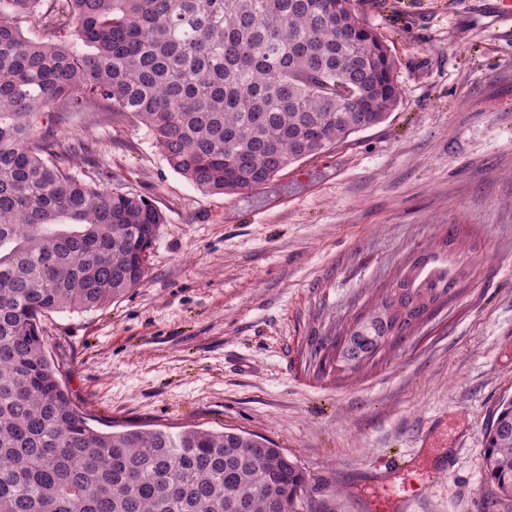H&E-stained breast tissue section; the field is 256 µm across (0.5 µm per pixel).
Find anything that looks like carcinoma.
Returning a JSON list of instances; mask_svg holds the SVG:
<instances>
[{
    "instance_id": "carcinoma-1",
    "label": "carcinoma",
    "mask_w": 512,
    "mask_h": 512,
    "mask_svg": "<svg viewBox=\"0 0 512 512\" xmlns=\"http://www.w3.org/2000/svg\"><path fill=\"white\" fill-rule=\"evenodd\" d=\"M41 19L40 40L18 22ZM397 65L354 0H0V512H298L309 481L269 439L198 427L101 432L47 354L46 314L103 308L141 286L163 212L65 168L89 145L61 112L129 114L198 188L262 189L290 165L384 122ZM333 343L356 371L393 350L457 286L417 260ZM483 471L512 498V398Z\"/></svg>"
}]
</instances>
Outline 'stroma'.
<instances>
[{
	"instance_id": "1",
	"label": "stroma",
	"mask_w": 512,
	"mask_h": 512,
	"mask_svg": "<svg viewBox=\"0 0 512 512\" xmlns=\"http://www.w3.org/2000/svg\"><path fill=\"white\" fill-rule=\"evenodd\" d=\"M470 2L361 0L399 105L264 189L196 187L132 118L57 120L96 145L74 173L111 174L166 217L142 286L42 320L95 429L264 436L310 479L300 512H512L482 470L512 398V32L494 30L499 0ZM452 224L447 302L375 366L319 371L326 340ZM393 452L413 468L388 475Z\"/></svg>"
}]
</instances>
